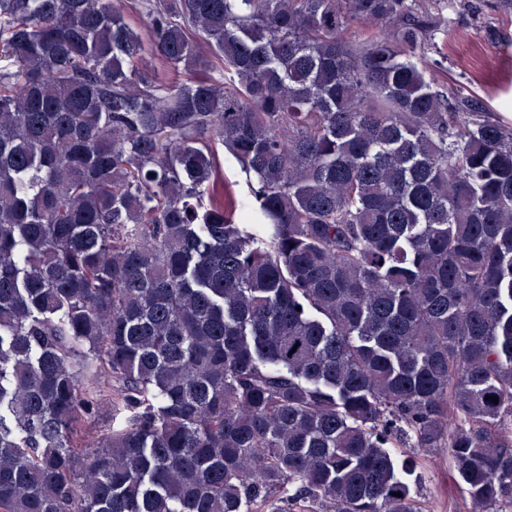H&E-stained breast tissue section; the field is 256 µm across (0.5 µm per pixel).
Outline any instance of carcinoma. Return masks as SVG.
Listing matches in <instances>:
<instances>
[{"instance_id": "carcinoma-1", "label": "carcinoma", "mask_w": 512, "mask_h": 512, "mask_svg": "<svg viewBox=\"0 0 512 512\" xmlns=\"http://www.w3.org/2000/svg\"><path fill=\"white\" fill-rule=\"evenodd\" d=\"M438 26L0 0V512H420L408 440L512 508V123Z\"/></svg>"}]
</instances>
